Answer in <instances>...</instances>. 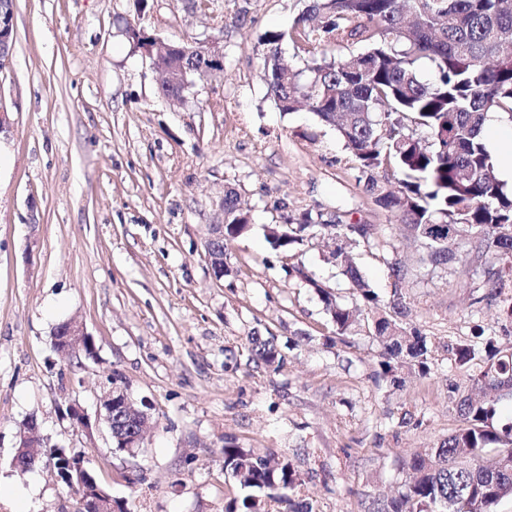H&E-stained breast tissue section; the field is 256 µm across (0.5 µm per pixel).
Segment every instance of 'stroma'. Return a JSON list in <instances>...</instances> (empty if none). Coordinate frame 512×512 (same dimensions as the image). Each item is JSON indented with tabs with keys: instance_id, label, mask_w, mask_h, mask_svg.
Returning a JSON list of instances; mask_svg holds the SVG:
<instances>
[{
	"instance_id": "obj_1",
	"label": "stroma",
	"mask_w": 512,
	"mask_h": 512,
	"mask_svg": "<svg viewBox=\"0 0 512 512\" xmlns=\"http://www.w3.org/2000/svg\"><path fill=\"white\" fill-rule=\"evenodd\" d=\"M307 5L14 0L15 49L0 71L13 121L0 136V482L32 490L35 512H75L77 497L49 467H13L32 415L45 452L84 456L126 512H224L241 494L224 470L228 446L286 456L312 512H376L379 494L404 482L402 460L463 423L450 391L466 393L479 367L451 363L445 345L512 344V324L482 300L485 270L501 260L459 251L437 268L419 263L336 130L268 96L260 38L283 32L282 59L304 71L310 56L289 33ZM131 26L219 42L224 70L170 99ZM228 186L251 224L226 244L218 280L204 244ZM306 211L376 231L273 248L270 229ZM339 247L384 300L392 263L409 267L406 320L434 345L430 375L380 379L367 326L336 342L319 291L356 302ZM73 317L95 358L54 350V328ZM252 336L275 337L280 369L250 361ZM115 373L150 416L130 453L113 451L97 419ZM73 404L90 429L71 419Z\"/></svg>"
}]
</instances>
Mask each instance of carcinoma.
<instances>
[{"mask_svg": "<svg viewBox=\"0 0 512 512\" xmlns=\"http://www.w3.org/2000/svg\"><path fill=\"white\" fill-rule=\"evenodd\" d=\"M294 36L312 57L309 75L300 80L279 62L282 32H268L261 44L268 91L283 112L304 103L319 119L336 127L346 148L367 175V190L388 215L403 224L408 240L426 251L437 265L464 250L475 262L494 253L512 271V193L504 189L483 139L488 114L512 115V0H310L297 20ZM360 44L363 51L329 58L326 47ZM182 50L166 64L178 69L202 63L199 42H181ZM434 65L431 81L421 78L418 63ZM426 127L423 142L405 132V121ZM394 166L397 186L379 184L375 170ZM239 195L224 193V235H240L249 221L236 206ZM372 224H342L339 218L315 221L311 213L299 222L272 231V244L289 249L304 233L369 239ZM342 274L358 295L348 307L320 289L336 335L360 325L362 309H379L349 255H336ZM391 297L384 314L372 322L371 336L380 347L381 373L398 382L401 367L420 376L430 373L432 350L427 337L404 323L406 273L392 268ZM484 299L503 303L512 319V279L503 271H486ZM249 360L267 367L283 364L274 337H249ZM483 367L472 378L482 394L456 400L463 425L434 448L413 453L403 468L409 480L398 495L383 501L380 512H439L457 499V512H494L497 502L512 496V420L499 425L497 405L512 399V352L493 338L484 343ZM463 366L479 355L472 344L448 347ZM502 452L489 460L486 449ZM224 469L248 493L231 499L225 512H269L268 501L285 512H307L298 496L293 464L274 452L256 456L243 448H224Z\"/></svg>", "mask_w": 512, "mask_h": 512, "instance_id": "1", "label": "carcinoma"}]
</instances>
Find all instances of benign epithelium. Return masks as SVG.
Segmentation results:
<instances>
[{
    "mask_svg": "<svg viewBox=\"0 0 512 512\" xmlns=\"http://www.w3.org/2000/svg\"><path fill=\"white\" fill-rule=\"evenodd\" d=\"M14 42L13 11L0 8V69L9 64ZM143 49L151 58L161 78H171L164 72L161 62L167 50L176 49L175 42L147 38ZM205 64L199 69L202 75H213L224 68L223 50L217 43L204 46ZM204 258L215 278L224 277V222L213 225V235L204 246ZM53 348L64 358L94 357V343L82 321L71 318L54 330ZM106 424L112 443L130 453L140 446L149 425V415L143 407L131 399L125 383L112 382V387L101 399ZM41 435L36 416L29 417L19 433V442L13 457V466L21 472L31 470L43 462ZM49 464L59 472V479L77 490L78 512H113L112 496L103 490L83 461L65 452L52 453Z\"/></svg>",
    "mask_w": 512,
    "mask_h": 512,
    "instance_id": "benign-epithelium-1",
    "label": "benign epithelium"
}]
</instances>
